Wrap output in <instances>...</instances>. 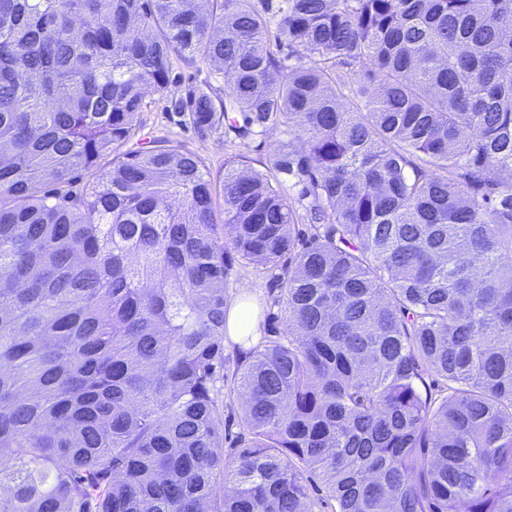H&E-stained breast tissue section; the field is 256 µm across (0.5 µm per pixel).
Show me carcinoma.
<instances>
[{
    "instance_id": "cac0c4a2",
    "label": "carcinoma",
    "mask_w": 512,
    "mask_h": 512,
    "mask_svg": "<svg viewBox=\"0 0 512 512\" xmlns=\"http://www.w3.org/2000/svg\"><path fill=\"white\" fill-rule=\"evenodd\" d=\"M197 57L214 83L171 95ZM150 93L288 141L218 192L181 145L132 147ZM230 250L280 325L243 337L226 458ZM0 490L512 512V0H0Z\"/></svg>"
}]
</instances>
